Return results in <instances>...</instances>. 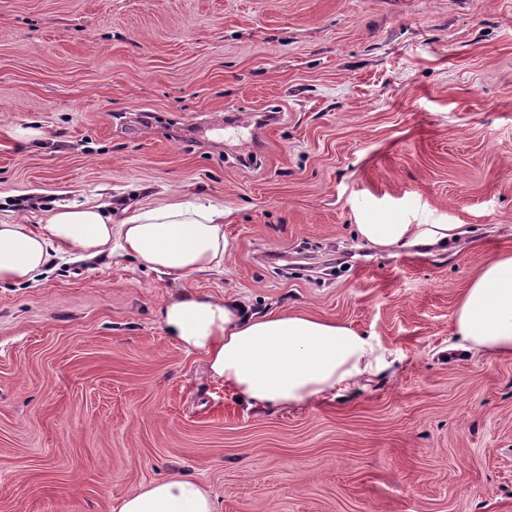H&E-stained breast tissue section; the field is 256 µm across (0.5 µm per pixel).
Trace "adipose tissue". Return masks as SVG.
Masks as SVG:
<instances>
[{"label": "adipose tissue", "mask_w": 512, "mask_h": 512, "mask_svg": "<svg viewBox=\"0 0 512 512\" xmlns=\"http://www.w3.org/2000/svg\"><path fill=\"white\" fill-rule=\"evenodd\" d=\"M449 224H362L361 237L382 248L447 242ZM121 250L151 270L184 277L223 265L232 256L224 207L171 202L139 208L113 223L104 205L71 203L42 224L0 222V284L35 281L54 258L93 259ZM166 335L203 353L212 377L248 407L303 406L335 397L387 365L379 346L342 323L307 312L249 313L231 296L177 293L161 310ZM462 352L512 356V254L490 260L454 313ZM115 512H213L197 481L173 476L126 494Z\"/></svg>", "instance_id": "1"}]
</instances>
